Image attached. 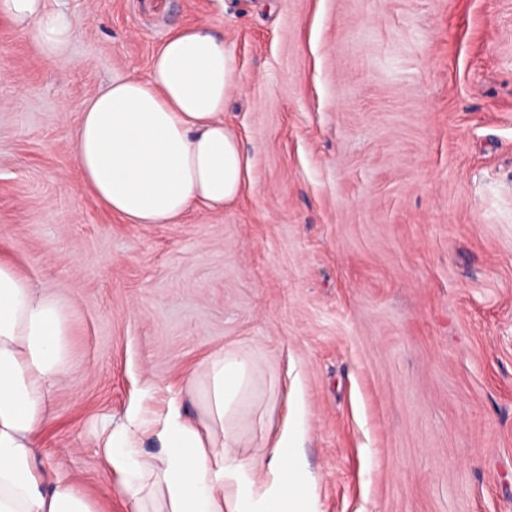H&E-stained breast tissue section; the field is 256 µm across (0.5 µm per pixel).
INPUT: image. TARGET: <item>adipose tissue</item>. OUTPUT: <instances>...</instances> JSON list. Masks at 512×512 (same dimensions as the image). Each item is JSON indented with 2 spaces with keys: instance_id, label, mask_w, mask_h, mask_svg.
<instances>
[{
  "instance_id": "obj_1",
  "label": "adipose tissue",
  "mask_w": 512,
  "mask_h": 512,
  "mask_svg": "<svg viewBox=\"0 0 512 512\" xmlns=\"http://www.w3.org/2000/svg\"><path fill=\"white\" fill-rule=\"evenodd\" d=\"M52 64L71 61V19L49 0H0ZM239 72L224 37L201 23L174 30L152 58L146 80H112L85 104L73 131L82 184L130 224H176L191 210L218 211L250 181L240 139L224 123ZM70 312L0 262V512H100L69 474L47 473L35 433L47 421L49 388L69 363ZM259 362L248 349L211 355L185 397L161 414L129 413L98 446L122 476L132 512H316L314 480L299 455L294 410L262 454L239 453L237 422L255 413ZM152 440L156 451L143 447Z\"/></svg>"
}]
</instances>
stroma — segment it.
<instances>
[{"mask_svg":"<svg viewBox=\"0 0 512 512\" xmlns=\"http://www.w3.org/2000/svg\"><path fill=\"white\" fill-rule=\"evenodd\" d=\"M51 66L0 19V255L71 312L36 435L47 470L131 512L96 445L211 354L259 359L262 421L298 407L317 512H512V0H50ZM223 33L246 194L126 224L81 187L85 102L177 28Z\"/></svg>","mask_w":512,"mask_h":512,"instance_id":"35a3bbf8","label":"stroma"}]
</instances>
